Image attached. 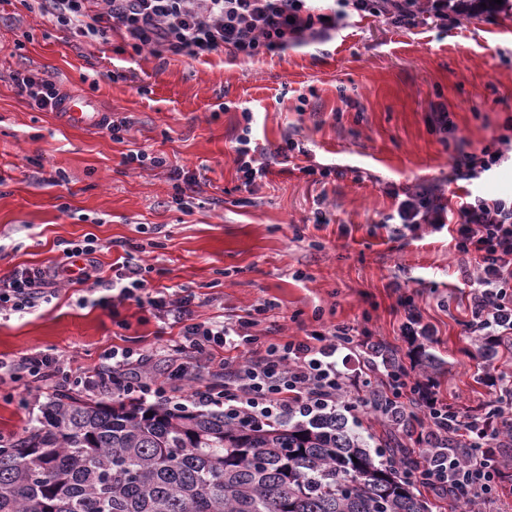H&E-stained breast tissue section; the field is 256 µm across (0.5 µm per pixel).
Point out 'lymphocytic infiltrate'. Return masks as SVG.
I'll list each match as a JSON object with an SVG mask.
<instances>
[{
    "instance_id": "1",
    "label": "lymphocytic infiltrate",
    "mask_w": 512,
    "mask_h": 512,
    "mask_svg": "<svg viewBox=\"0 0 512 512\" xmlns=\"http://www.w3.org/2000/svg\"><path fill=\"white\" fill-rule=\"evenodd\" d=\"M42 12L58 25L76 29L82 37L97 40L116 33L134 52L150 50L199 59L229 52L233 58L252 61L287 49L288 45L327 39L353 14L383 17L411 28L425 20L444 28L450 17L468 10L512 11V0H333L332 6H315L314 0H37ZM20 94L40 110L57 111L64 94L48 72H18L12 76ZM124 165L169 168L175 193L170 204L187 211V196L196 180L168 159L139 148L123 157ZM385 223L416 231L428 224L448 230L455 251L471 268L473 284L465 325L469 336L512 335V197L489 198L470 194L457 211H449L448 198L437 184H418L397 199ZM98 249L88 237L63 251L53 271L39 267L16 268L0 275V313L21 315L50 303L59 281L82 284L91 277V259ZM82 266H74V259ZM112 304L126 301L149 307L155 316L182 327L170 348L165 378L154 372L157 355L131 347L114 346L99 357L98 368L76 373L67 360L46 352L23 357L11 381L21 376L58 387L81 386L99 394H119L141 402L179 404L185 387H192L194 404L223 408L260 422L316 416L336 407L343 390L369 384L372 377L385 383L382 400L366 398L382 420H389L386 403L422 414L424 425L413 439L464 437L460 448L410 459L405 468L426 486L465 502L475 498L493 504L508 473L500 456L498 431L512 426V377L496 382L493 414H461L442 402L433 385L370 367L368 374L339 369L338 349L352 348L354 328L339 324L312 331L306 341L275 342L257 352V336L249 334L251 319L236 323L206 320L185 323L184 298L169 299L151 292L144 269L134 257L113 264L104 284ZM239 351L238 361L218 358L217 349Z\"/></svg>"
}]
</instances>
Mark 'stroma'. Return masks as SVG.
Instances as JSON below:
<instances>
[{"mask_svg": "<svg viewBox=\"0 0 512 512\" xmlns=\"http://www.w3.org/2000/svg\"><path fill=\"white\" fill-rule=\"evenodd\" d=\"M123 44L117 34L75 35L27 0H0V273L53 265L67 242L92 237L106 279L129 246L150 288L194 294L193 321L254 312L265 343L349 324L415 378V343L400 331L408 300L441 363L429 381L451 406L484 411L494 389L482 369L512 375V338L492 350L465 335L471 287L448 232L398 235L383 218L392 191L418 183L446 184L454 207L470 190L512 195V161L471 184L453 178L457 158L498 148L512 124V12L444 29L355 15L330 40L252 62ZM22 69L48 72L66 96L131 118L124 142L32 107L11 80ZM442 108L454 123L446 134L432 122ZM245 129L262 149L301 141L314 163L340 175L316 182L280 157L243 187L233 146ZM140 147L165 154L168 168L125 166L124 154ZM172 166L196 177L190 213L170 205ZM103 294L91 283L64 285L34 313L0 315V362L47 351L88 371L112 346L155 350L179 335L180 325L135 302L99 305ZM268 300L275 309L258 314ZM49 396L39 382L0 384V436L22 435Z\"/></svg>", "mask_w": 512, "mask_h": 512, "instance_id": "stroma-1", "label": "stroma"}]
</instances>
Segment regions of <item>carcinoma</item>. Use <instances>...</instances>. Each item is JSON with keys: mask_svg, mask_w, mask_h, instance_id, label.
<instances>
[{"mask_svg": "<svg viewBox=\"0 0 512 512\" xmlns=\"http://www.w3.org/2000/svg\"><path fill=\"white\" fill-rule=\"evenodd\" d=\"M341 410L259 424L61 390L0 443V512H429Z\"/></svg>", "mask_w": 512, "mask_h": 512, "instance_id": "cac0c4a2", "label": "carcinoma"}]
</instances>
